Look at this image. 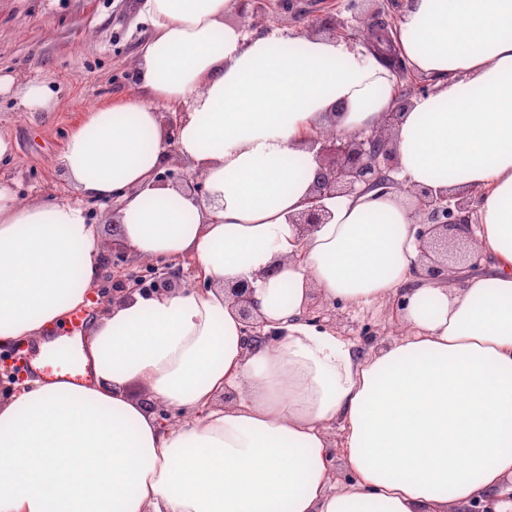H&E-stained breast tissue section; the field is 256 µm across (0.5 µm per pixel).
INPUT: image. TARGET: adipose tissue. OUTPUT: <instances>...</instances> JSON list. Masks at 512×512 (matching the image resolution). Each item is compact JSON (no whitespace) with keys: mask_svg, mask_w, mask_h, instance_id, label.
<instances>
[{"mask_svg":"<svg viewBox=\"0 0 512 512\" xmlns=\"http://www.w3.org/2000/svg\"><path fill=\"white\" fill-rule=\"evenodd\" d=\"M237 6L143 0L134 93L86 108L59 157L75 198L0 182V347L52 348L100 285L90 201L121 198L113 237L134 261L189 256L209 282L104 302L80 341L86 383L0 390V512H512V0H409L391 34L437 79L395 130L400 178L482 194L481 259L458 287L415 275L405 193L327 198V223L291 224L320 169L312 139L376 126L394 84L343 39L293 50L225 23ZM12 91L28 112L55 104L42 79L0 76ZM165 105L184 109L172 143ZM171 149L208 199L157 181ZM243 281L268 341H248L227 293ZM314 292L402 296L397 336L361 353L308 317Z\"/></svg>","mask_w":512,"mask_h":512,"instance_id":"ef3b65f1","label":"adipose tissue"}]
</instances>
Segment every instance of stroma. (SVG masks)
Here are the masks:
<instances>
[{"mask_svg": "<svg viewBox=\"0 0 512 512\" xmlns=\"http://www.w3.org/2000/svg\"><path fill=\"white\" fill-rule=\"evenodd\" d=\"M263 7L262 29L280 30L291 40L338 36L360 49L365 21L376 14L394 18L390 0H263ZM149 31L139 0H0V74L20 83L46 79L58 93L48 112L21 111L13 95H0V128L15 144L9 161L0 162V179L25 201L72 197L58 162L66 137L87 105L108 104L134 90L131 76ZM309 311L366 354L394 338L385 310L316 296Z\"/></svg>", "mask_w": 512, "mask_h": 512, "instance_id": "stroma-1", "label": "stroma"}]
</instances>
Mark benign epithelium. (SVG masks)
Here are the masks:
<instances>
[{"mask_svg": "<svg viewBox=\"0 0 512 512\" xmlns=\"http://www.w3.org/2000/svg\"><path fill=\"white\" fill-rule=\"evenodd\" d=\"M429 91L426 85L413 86L408 94L397 99L396 107L385 113L368 133L344 139L335 135L314 139L312 145L317 147L320 172L313 188L312 205L290 219V223L299 225L304 233L325 223L328 211L320 204L324 198L351 197L369 189L407 192L416 199L418 212L423 215L417 222V238L422 256L427 259L422 264L423 275L433 279L447 275L448 263L435 260L431 255L448 256L450 242L472 243L473 225L478 223L475 209L478 191L436 192L427 187L404 185L390 176L397 168L393 134L401 112L410 104L412 97ZM112 264L125 273L123 281L113 286L114 300L131 289L160 294L176 288V271L170 263L151 262L135 267L122 251L112 255ZM229 293L239 306L249 339L253 341L260 337L255 326L257 304L252 288L241 282L231 286Z\"/></svg>", "mask_w": 512, "mask_h": 512, "instance_id": "1", "label": "benign epithelium"}]
</instances>
